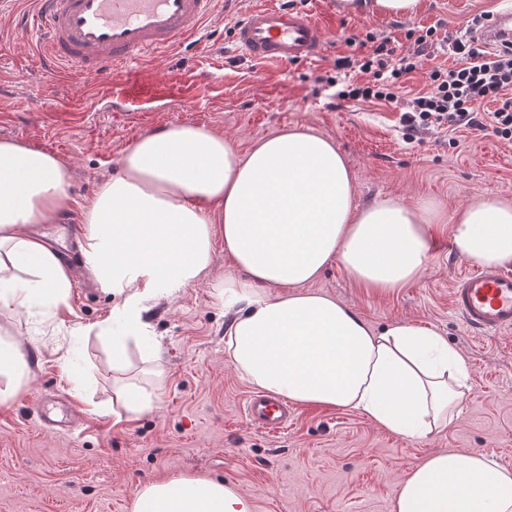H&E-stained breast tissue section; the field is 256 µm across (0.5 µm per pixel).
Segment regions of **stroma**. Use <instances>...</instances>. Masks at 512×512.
I'll return each mask as SVG.
<instances>
[{
	"label": "stroma",
	"instance_id": "obj_1",
	"mask_svg": "<svg viewBox=\"0 0 512 512\" xmlns=\"http://www.w3.org/2000/svg\"><path fill=\"white\" fill-rule=\"evenodd\" d=\"M307 8L329 31L316 61H249L233 42L238 14L230 10L144 64L137 77L158 92L133 107L114 97L112 81L76 68L43 73L31 54L34 34L0 13V137L59 155L77 199L116 172L130 143L175 123L224 132L242 148L295 126L329 135L354 170L361 204L398 196L450 213L477 193L512 198V142L444 128L412 141L399 108L356 101L329 108L335 89L323 81L345 38L363 28L401 43L413 27H436L442 37L472 28L482 13H512V0H420L410 18L346 14L339 0H309ZM434 239L425 270L406 287H360L336 262L308 285L372 328L397 320L424 325L459 352L470 373L459 413L423 440L336 408L296 407L293 422L276 434L252 426L243 405L253 387L224 355L230 319L217 293L238 272L220 243L203 281L144 316L166 372L159 398L139 416L112 412L122 385L153 387V362L142 349L130 347L124 368L112 363V294L85 286L79 272L58 308L0 314V337L22 342L30 371L0 405V512H130L138 487L175 475L224 481L250 497L253 512H391L401 479L430 453L474 450L512 469V334H475L454 312L451 291L470 262L454 250L446 225L435 227ZM42 396L72 401L82 415L77 426L46 431L35 406Z\"/></svg>",
	"mask_w": 512,
	"mask_h": 512
}]
</instances>
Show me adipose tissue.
<instances>
[{"label":"adipose tissue","mask_w":512,"mask_h":512,"mask_svg":"<svg viewBox=\"0 0 512 512\" xmlns=\"http://www.w3.org/2000/svg\"><path fill=\"white\" fill-rule=\"evenodd\" d=\"M118 172L89 197L68 191L54 152L0 138V308L56 307L72 273L31 225L79 211L82 265L116 297L112 361L129 342L155 352L141 315L206 274L216 240L241 271L219 298L234 312L224 351L234 371L305 407L359 412L422 440L451 422L468 369L431 328L376 330L308 290L332 262L388 292L413 282L448 224L456 252L512 264V201L475 195L452 215L388 196L360 205L352 166L327 135L293 127L239 149L223 133L171 124L120 154ZM131 512H253L234 487L176 475L139 487ZM392 512H512V470L477 451L427 456L400 483Z\"/></svg>","instance_id":"obj_1"}]
</instances>
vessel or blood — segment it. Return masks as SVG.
<instances>
[{
  "label": "vessel or blood",
  "mask_w": 512,
  "mask_h": 512,
  "mask_svg": "<svg viewBox=\"0 0 512 512\" xmlns=\"http://www.w3.org/2000/svg\"><path fill=\"white\" fill-rule=\"evenodd\" d=\"M239 0H33L32 10L16 15L18 28L35 32L41 67L49 73L76 68L95 77L129 74L137 64L160 58L193 37ZM512 33V14L501 13L479 38L493 44ZM234 41L252 60L307 63L319 58L326 32L304 11H285L274 0H253L234 29ZM451 305L463 322L482 335L512 331V272L475 266L456 280ZM248 421L268 433L286 427L285 402L266 393L244 404ZM42 425L51 432L71 431L77 419L69 409L42 405Z\"/></svg>",
  "instance_id": "b4317fda"
}]
</instances>
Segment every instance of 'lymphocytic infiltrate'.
Here are the masks:
<instances>
[{
    "label": "lymphocytic infiltrate",
    "instance_id": "1",
    "mask_svg": "<svg viewBox=\"0 0 512 512\" xmlns=\"http://www.w3.org/2000/svg\"><path fill=\"white\" fill-rule=\"evenodd\" d=\"M436 33L433 27L409 30L410 45L403 52L381 32L347 38L350 52L337 56L334 67L351 72L352 78L343 82L337 99L405 105L401 123L411 139L445 126L489 129L512 142V41L492 53L478 40L448 35V49L460 57V66L426 69L427 91L404 98L406 82L432 55Z\"/></svg>",
    "mask_w": 512,
    "mask_h": 512
}]
</instances>
